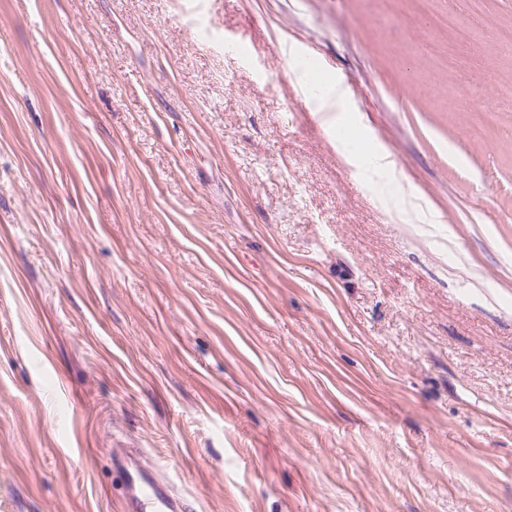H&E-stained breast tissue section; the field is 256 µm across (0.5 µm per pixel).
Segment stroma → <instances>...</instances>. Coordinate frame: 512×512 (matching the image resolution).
Returning <instances> with one entry per match:
<instances>
[{
    "label": "stroma",
    "instance_id": "obj_1",
    "mask_svg": "<svg viewBox=\"0 0 512 512\" xmlns=\"http://www.w3.org/2000/svg\"><path fill=\"white\" fill-rule=\"evenodd\" d=\"M507 85L512 0H0V512H512ZM142 458L121 448L112 451V469L123 477L122 512H190L189 500Z\"/></svg>",
    "mask_w": 512,
    "mask_h": 512
}]
</instances>
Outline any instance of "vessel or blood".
I'll use <instances>...</instances> for the list:
<instances>
[{"label":"vessel or blood","mask_w":512,"mask_h":512,"mask_svg":"<svg viewBox=\"0 0 512 512\" xmlns=\"http://www.w3.org/2000/svg\"><path fill=\"white\" fill-rule=\"evenodd\" d=\"M112 468L123 477L122 512H191L189 500L136 453L113 449Z\"/></svg>","instance_id":"vessel-or-blood-1"}]
</instances>
